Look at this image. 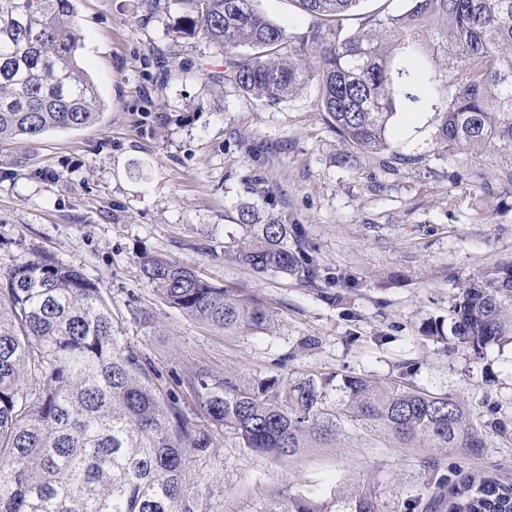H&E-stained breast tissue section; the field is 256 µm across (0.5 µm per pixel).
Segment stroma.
I'll use <instances>...</instances> for the list:
<instances>
[{
    "mask_svg": "<svg viewBox=\"0 0 512 512\" xmlns=\"http://www.w3.org/2000/svg\"><path fill=\"white\" fill-rule=\"evenodd\" d=\"M79 55L104 102L96 122L39 138L0 142V274L48 254L99 283L121 318L122 342L163 373L192 364L214 373L362 375L463 399L497 420L480 454L439 451L448 478L472 472L512 485V342L480 351L454 336L426 335L451 322L464 279L512 264V193L488 211L469 154L432 158L434 112L405 108L391 133L401 152L429 164L391 170L363 158L338 163L343 146L317 108L318 89L275 107L205 80L224 55L175 40L177 8L149 0H75ZM301 225L322 277L258 276L224 255L239 237V208ZM193 267L205 280L263 303L267 334L222 335L167 307L146 283L142 255ZM149 311L141 325L133 314ZM425 448H386L346 427L332 448L285 461L252 456L223 438L206 455L207 512H233L284 481L310 496L373 482L383 512H405L424 490Z\"/></svg>",
    "mask_w": 512,
    "mask_h": 512,
    "instance_id": "1",
    "label": "stroma"
}]
</instances>
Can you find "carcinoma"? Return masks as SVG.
<instances>
[{"label": "carcinoma", "mask_w": 512, "mask_h": 512, "mask_svg": "<svg viewBox=\"0 0 512 512\" xmlns=\"http://www.w3.org/2000/svg\"><path fill=\"white\" fill-rule=\"evenodd\" d=\"M175 32L225 53V70L206 73L243 97L275 106L311 83L339 137L338 161L392 152L408 164L424 154L391 151L397 109L418 107L420 73L396 66V51L419 47L443 58L427 77L437 103L434 156L460 150L497 167L512 192V0H410L383 4L354 30L344 21L362 0H294L309 17L299 33L270 21L253 0H174ZM73 0H0V141L32 139L93 123L102 107L80 65ZM251 52L241 55L238 49ZM240 207L243 234L224 256L257 275L315 284L320 270L298 224L258 223ZM149 286L170 307L223 331L266 333L273 315L195 270L143 256ZM0 287V512H203L199 468L215 435L227 431L246 453L285 460L302 448L336 444L347 423L397 448L486 447L491 422L476 423L448 394L345 375L259 372L214 375L193 366L167 379L120 341V325L99 283L37 254L10 268ZM451 333L475 351L512 340V264L468 278ZM190 402L178 406L179 399ZM206 420L209 426L201 424ZM426 485L441 486L438 462L424 459ZM512 512V486L469 474L432 491L411 510ZM235 512H383L374 489L358 483L310 497L289 482Z\"/></svg>", "instance_id": "obj_1"}]
</instances>
